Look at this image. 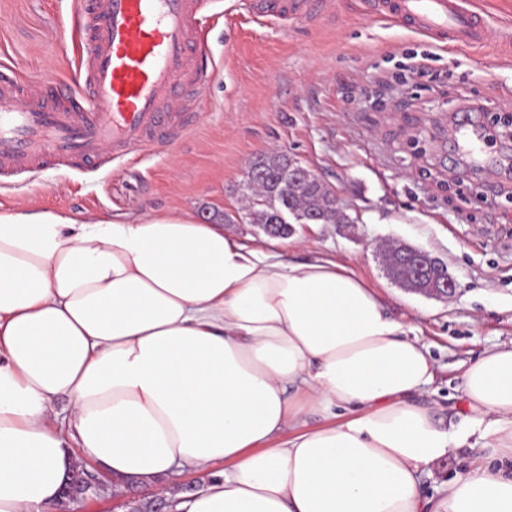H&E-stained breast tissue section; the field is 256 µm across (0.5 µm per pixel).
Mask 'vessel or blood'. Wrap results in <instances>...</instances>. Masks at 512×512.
I'll return each mask as SVG.
<instances>
[{"instance_id":"b4317fda","label":"vessel or blood","mask_w":512,"mask_h":512,"mask_svg":"<svg viewBox=\"0 0 512 512\" xmlns=\"http://www.w3.org/2000/svg\"><path fill=\"white\" fill-rule=\"evenodd\" d=\"M377 11L417 32L475 47L490 29L480 11L457 0H373ZM265 19H302L315 0H252ZM203 0H87L90 47L81 64L84 86L68 89L54 75L33 83L0 74V168L50 152L74 168L99 163L105 150L123 154L188 129L173 111L178 90L201 91L211 59L204 48ZM460 150L485 168L497 152L488 148L485 124L462 110Z\"/></svg>"}]
</instances>
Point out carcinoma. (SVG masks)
Returning a JSON list of instances; mask_svg holds the SVG:
<instances>
[{
  "instance_id": "obj_1",
  "label": "carcinoma",
  "mask_w": 512,
  "mask_h": 512,
  "mask_svg": "<svg viewBox=\"0 0 512 512\" xmlns=\"http://www.w3.org/2000/svg\"><path fill=\"white\" fill-rule=\"evenodd\" d=\"M289 157L283 151H270L257 156L247 171L248 188L257 192L265 204L248 212L250 224H275L278 237L285 239L294 232V227L282 222V214L296 210L315 219L317 224H348V215L327 199L328 186L323 182L309 180L295 183L288 176ZM391 278L401 286L412 279L414 269L408 262L392 258L388 262Z\"/></svg>"
}]
</instances>
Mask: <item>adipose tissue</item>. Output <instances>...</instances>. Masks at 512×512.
Listing matches in <instances>:
<instances>
[{"label":"adipose tissue","mask_w":512,"mask_h":512,"mask_svg":"<svg viewBox=\"0 0 512 512\" xmlns=\"http://www.w3.org/2000/svg\"><path fill=\"white\" fill-rule=\"evenodd\" d=\"M435 369L341 262L190 212H0V512H55L78 456L150 486L209 474L183 512H512V472L477 460L422 495L464 441L420 399ZM462 391L485 447L512 453V346Z\"/></svg>","instance_id":"adipose-tissue-1"}]
</instances>
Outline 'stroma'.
I'll return each mask as SVG.
<instances>
[{
  "instance_id": "1",
  "label": "stroma",
  "mask_w": 512,
  "mask_h": 512,
  "mask_svg": "<svg viewBox=\"0 0 512 512\" xmlns=\"http://www.w3.org/2000/svg\"><path fill=\"white\" fill-rule=\"evenodd\" d=\"M491 43L455 49L334 0L318 20L263 21L250 0H207L205 40L216 72L179 92L193 126L94 167L24 164L0 173V211L19 207L135 215L192 211L251 247L299 261L326 257L375 288L389 312L419 327L436 361L425 396L468 416L461 384L484 350L512 345V169L486 183L451 164L448 130L465 101L486 123L512 110V0H479ZM89 44L78 0H0V62L81 84ZM279 147L335 188L347 224H299L270 241L247 223L249 162ZM398 240L440 258L457 281L448 299L394 283L377 247ZM452 449L423 476L438 495L480 450Z\"/></svg>"
}]
</instances>
